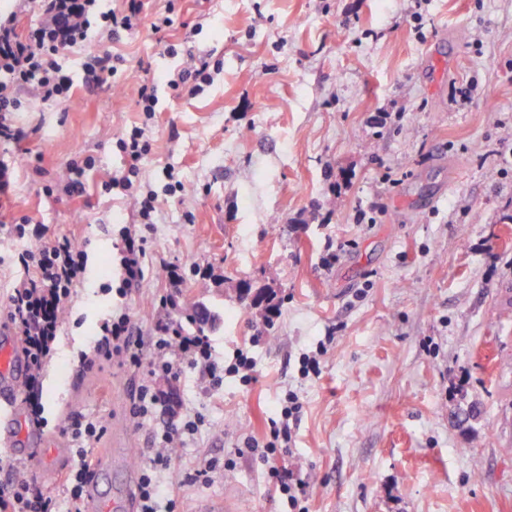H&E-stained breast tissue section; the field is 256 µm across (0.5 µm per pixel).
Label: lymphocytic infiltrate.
Masks as SVG:
<instances>
[{
	"label": "lymphocytic infiltrate",
	"mask_w": 512,
	"mask_h": 512,
	"mask_svg": "<svg viewBox=\"0 0 512 512\" xmlns=\"http://www.w3.org/2000/svg\"><path fill=\"white\" fill-rule=\"evenodd\" d=\"M30 1L33 0H15L13 12L0 16L1 140L18 142L24 137L23 131L9 119L11 113L20 111L22 95L46 104L71 99L74 79L63 65L64 51L85 48L83 70L87 85H114L125 74L124 59L106 50L104 41L138 32L145 26L158 33L173 27L179 18L177 0H166L163 13L152 17L144 11V0H121L115 7L107 0H34L42 19L35 29L22 36L16 28L17 15L26 10ZM116 147L123 154L127 169L122 175L103 181L101 187L105 193L132 199L138 224L122 229L117 261L101 289L124 298L145 277L148 259L144 230L153 223L158 194L144 190L141 184L139 163L151 150L144 129L132 127L117 140ZM95 165L96 160L90 155L72 160L60 177L45 185L44 195L81 197L86 175ZM87 262L86 243L67 236L38 240L35 246L19 250L11 259L18 276L7 293L5 317L27 359L23 402L30 422L37 427L45 423L43 369L53 356L64 315L70 310L78 288L85 283ZM97 347L105 357L116 359L120 367L140 372L138 397L129 410L137 422L152 419L158 408L167 403L157 387L158 379L179 378L183 368H202L216 384L227 376H240L245 383L253 379L254 364L246 352H237L233 363L220 364L208 336L187 333L182 324L173 321L159 324L154 351L147 356L131 316L125 312L107 315L99 324ZM301 410L297 394L287 393L279 418L269 420L262 437H246L236 456L256 458L269 489L280 497L287 512H301L308 488L297 470L285 464L294 442L290 423L298 419ZM203 423L201 416H189L182 425L173 424L156 433L160 448L146 457L140 468L136 488L138 512L173 508L171 493L179 482L170 473L171 460L164 450L183 444L185 435L198 432ZM105 432V427L94 418L75 423L73 440L79 462L65 476L64 504H57L34 482L17 479L9 472L0 481V512H83L92 449Z\"/></svg>",
	"instance_id": "f902f5d3"
}]
</instances>
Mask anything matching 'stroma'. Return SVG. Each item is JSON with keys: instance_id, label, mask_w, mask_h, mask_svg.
Here are the masks:
<instances>
[{"instance_id": "stroma-1", "label": "stroma", "mask_w": 512, "mask_h": 512, "mask_svg": "<svg viewBox=\"0 0 512 512\" xmlns=\"http://www.w3.org/2000/svg\"><path fill=\"white\" fill-rule=\"evenodd\" d=\"M182 25L163 37L121 35L108 50L128 79L87 93L83 50L67 55L68 102L26 100L25 131L0 141L15 166L13 205L0 211V301L22 241L8 221L30 216L45 235L89 243V275L65 315L43 371L48 424L41 447L75 463L71 426L94 417L143 461L151 425L129 407L138 373L92 352L99 321L127 307L151 353L162 264L182 266L181 309L217 315V358L249 348L256 379L213 389L200 369L173 387L204 415L172 464L183 483L174 512L221 493L239 512H280L252 458L294 391L303 403L286 465L310 483L307 512H512V0H181ZM224 68L197 95L159 89V110L138 107L141 79L160 81L187 54ZM145 126L143 177L162 196L149 233L141 288L126 299L101 290L117 257L129 204L100 184L126 165L115 142ZM97 160L80 199L46 200L42 188L76 156ZM173 168L185 189L163 194ZM364 220H356V212ZM271 292L266 318L237 287ZM326 342L318 375L301 353ZM476 405L469 429L458 409ZM234 469H224L226 458ZM480 460V478L472 476ZM215 462L208 481L186 473Z\"/></svg>"}]
</instances>
